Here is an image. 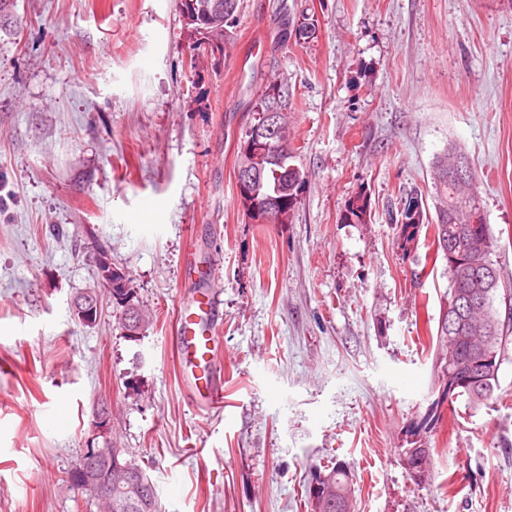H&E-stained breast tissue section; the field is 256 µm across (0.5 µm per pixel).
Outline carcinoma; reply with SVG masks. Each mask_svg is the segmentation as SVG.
Returning a JSON list of instances; mask_svg holds the SVG:
<instances>
[{"label":"carcinoma","mask_w":512,"mask_h":512,"mask_svg":"<svg viewBox=\"0 0 512 512\" xmlns=\"http://www.w3.org/2000/svg\"><path fill=\"white\" fill-rule=\"evenodd\" d=\"M232 11L216 18L210 25L196 23L192 16H186L187 24L200 35L190 46V56L208 51L212 44L225 45L230 29L236 26L238 0H228ZM288 89L276 83L270 84L257 97L250 101L249 122L240 130V139L253 138L256 129L264 124L263 115L268 105L279 101L281 107L287 106ZM280 131L266 150L267 161L258 174L255 185L256 198L263 200L275 197L288 201V216H293L305 185L304 176L294 168L288 167L293 148L288 137V113H280ZM431 179L434 193L435 214H430L427 201L422 195L411 193L398 202L395 223L399 224L398 247L405 253L418 245L420 231L424 226L433 227V242L436 254L446 263L449 285L441 298V308L458 306L454 295L464 287L483 293V305L476 309L460 308L466 320V332L458 334L448 325V317H439L436 333V360L439 380L448 381L453 373H468L474 362L488 356L494 357V364L472 379L456 387L454 394L466 397L469 405L479 408L488 404L499 387V370L509 343L512 342V290L503 289V303L508 314L501 315L494 307L496 293L500 290V271L492 260L496 239L491 228L486 234H471L473 224H486L484 206L477 191L476 171L471 167L468 157L460 150L451 148L436 157L432 164ZM124 295L133 306L135 318H129V309L114 302L121 310L119 325L128 329L127 322H136L140 329L149 321V314L142 309L134 289L127 287ZM448 402V386H443L441 394L435 399L428 413L411 428L412 434L428 428L441 417L444 403ZM112 460L128 472L133 480V489L129 491L126 506L117 509L113 501L99 498L97 512H160L159 500L154 483L145 470L132 460L123 457L120 452L112 451ZM315 479L329 489L327 497L315 496L311 488H306V497L311 502L312 512H354V487H352L347 465L336 462L328 472H318Z\"/></svg>","instance_id":"1"}]
</instances>
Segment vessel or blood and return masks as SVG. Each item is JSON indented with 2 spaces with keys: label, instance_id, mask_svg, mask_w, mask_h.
<instances>
[{
  "label": "vessel or blood",
  "instance_id": "1",
  "mask_svg": "<svg viewBox=\"0 0 512 512\" xmlns=\"http://www.w3.org/2000/svg\"><path fill=\"white\" fill-rule=\"evenodd\" d=\"M214 294L205 299L186 301L180 312L176 329L179 366L195 395L207 404L219 402L217 388L212 385V365L216 360L218 338L208 320L215 310Z\"/></svg>",
  "mask_w": 512,
  "mask_h": 512
}]
</instances>
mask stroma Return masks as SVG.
I'll return each mask as SVG.
<instances>
[{"mask_svg":"<svg viewBox=\"0 0 512 512\" xmlns=\"http://www.w3.org/2000/svg\"><path fill=\"white\" fill-rule=\"evenodd\" d=\"M0 19V512H87L67 475L99 404L161 512H311L317 468L350 470L355 512H512V349L502 400L439 395L448 286L431 230L403 254L390 218L430 195L449 145L475 165L493 260L512 285V0H239L222 53L190 60L178 0H13ZM314 19L282 44L283 15ZM288 86L286 224L245 216L235 136ZM363 199V223L345 221ZM128 272L152 321L134 339L95 258ZM427 270L423 283L412 274ZM217 289L223 400L178 366L179 309ZM432 448L422 476L406 449ZM100 312V300L96 297H88L71 305V316L83 324H91L98 318Z\"/></svg>","mask_w":512,"mask_h":512,"instance_id":"stroma-1","label":"stroma"}]
</instances>
